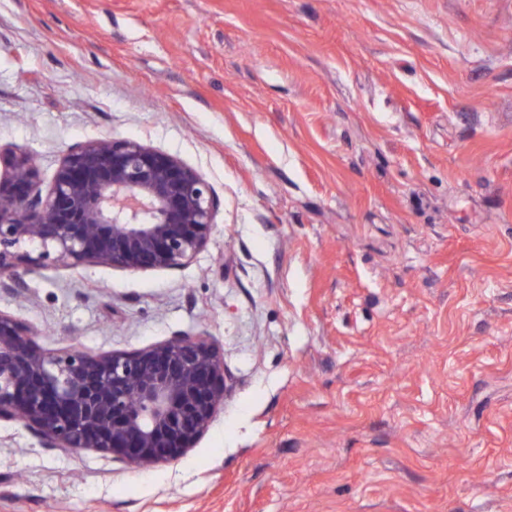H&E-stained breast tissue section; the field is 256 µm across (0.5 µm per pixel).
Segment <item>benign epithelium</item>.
Returning <instances> with one entry per match:
<instances>
[{
    "mask_svg": "<svg viewBox=\"0 0 512 512\" xmlns=\"http://www.w3.org/2000/svg\"><path fill=\"white\" fill-rule=\"evenodd\" d=\"M0 174V290L26 288L19 269L103 265L178 269L202 251L218 202L176 157L111 136L60 163L48 190L25 154ZM224 361L202 337L135 352H47L0 312V421H20L45 447L93 449L134 468L193 448L224 406Z\"/></svg>",
    "mask_w": 512,
    "mask_h": 512,
    "instance_id": "benign-epithelium-1",
    "label": "benign epithelium"
}]
</instances>
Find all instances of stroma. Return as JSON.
I'll return each mask as SVG.
<instances>
[{
  "label": "stroma",
  "instance_id": "stroma-1",
  "mask_svg": "<svg viewBox=\"0 0 512 512\" xmlns=\"http://www.w3.org/2000/svg\"><path fill=\"white\" fill-rule=\"evenodd\" d=\"M211 185L175 270L23 272L40 347L205 335L226 397L134 469L0 422V512H512V0H0V149Z\"/></svg>",
  "mask_w": 512,
  "mask_h": 512
}]
</instances>
